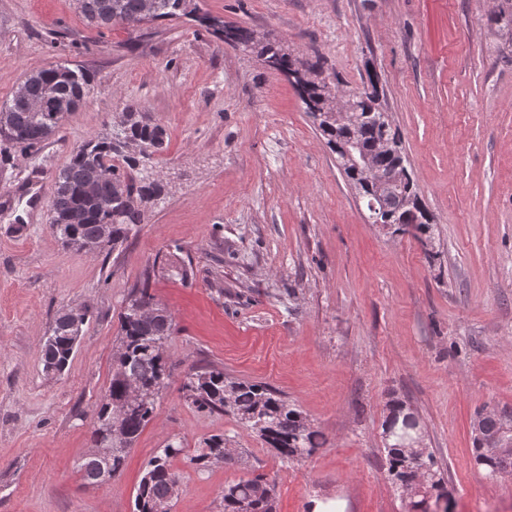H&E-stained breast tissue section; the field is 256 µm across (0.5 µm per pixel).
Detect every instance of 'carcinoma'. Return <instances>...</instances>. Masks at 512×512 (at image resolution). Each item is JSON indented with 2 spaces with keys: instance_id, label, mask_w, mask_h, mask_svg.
<instances>
[{
  "instance_id": "1",
  "label": "carcinoma",
  "mask_w": 512,
  "mask_h": 512,
  "mask_svg": "<svg viewBox=\"0 0 512 512\" xmlns=\"http://www.w3.org/2000/svg\"><path fill=\"white\" fill-rule=\"evenodd\" d=\"M81 13L98 26L114 22L141 23L192 16L200 24L221 32L224 39L251 51L267 66L293 80L307 114L322 111L323 88L331 75L324 74L318 62L302 60L288 53L276 40L259 39L247 29L227 27L224 21L198 15L191 0H78ZM487 24L505 41L512 43V0H495ZM371 90L354 95L344 121L331 118L322 123L320 135L357 194L364 201L383 206L392 221H399L409 210L408 200L418 196L414 178L405 184L377 192L375 185L364 183L355 159L371 156L383 171L407 163L406 154L390 157L376 153L383 140L397 134L381 120L377 81L369 79ZM91 83V75L82 68L56 65L25 77L7 106L0 109V136L32 150L49 140L60 128L66 115L75 111ZM167 133L147 112L134 104L125 106L112 131L74 148L68 165L59 173L50 205L51 231L64 246L78 252L89 245L98 252H110L128 239L131 226L144 222L149 208L164 195V185L149 171L154 156L166 149ZM353 142V158L336 151V146ZM155 302L144 286L135 289L120 315L119 344L108 394L91 410V442L99 447L102 420L110 417L113 406H126L121 419V439L112 456L98 454L86 458L79 470L84 480L98 483L101 469L112 475L121 472L125 458L154 417L156 398L170 377L166 343L174 333L171 313L157 307L153 315H141L138 307ZM86 313L70 309L54 320L50 336L42 348L45 373L63 372L74 353ZM136 385L142 399L127 403L128 390ZM192 404L202 411L235 416L286 461L311 455L320 445L321 435L311 422L278 391L266 384L237 381L224 370L190 371L183 384ZM415 414L398 403L390 411L383 431H391L386 441L388 475L408 499L412 512H427L428 499L441 487L432 456L421 457L424 482L418 486L406 481L411 450L406 448L412 435ZM512 430L511 411H485L473 423L477 465L487 474L512 472V447L494 453L483 449V440ZM183 452L182 443H169L162 453L148 463L135 497V512H172L175 487L179 477L171 468V459ZM235 454L225 452L224 437L213 436L205 448L192 457L196 464L228 463ZM275 485L261 476L241 479L224 488V512H273Z\"/></svg>"
}]
</instances>
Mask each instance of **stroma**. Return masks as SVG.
Segmentation results:
<instances>
[{
	"label": "stroma",
	"mask_w": 512,
	"mask_h": 512,
	"mask_svg": "<svg viewBox=\"0 0 512 512\" xmlns=\"http://www.w3.org/2000/svg\"><path fill=\"white\" fill-rule=\"evenodd\" d=\"M200 13L319 58L348 92L377 77L432 237L370 223L287 77L188 18L96 27L76 0H0V105L31 71L77 64L80 106L32 156L0 139V512H134L148 461L183 453L172 512H224L257 475L275 512L340 498L408 512L387 473L392 404L423 427L453 512H512V477L474 465L482 408L512 409V46L492 0H193ZM167 132L166 194L107 254L49 229L55 177L125 105ZM39 191L41 204L29 203ZM173 316L172 375L120 475L85 483L92 408L112 377L131 290ZM85 308L69 368L43 371L56 316ZM268 384L322 435L284 461L235 418L198 410L191 368ZM237 455L197 467L200 443Z\"/></svg>",
	"instance_id": "35a3bbf8"
}]
</instances>
